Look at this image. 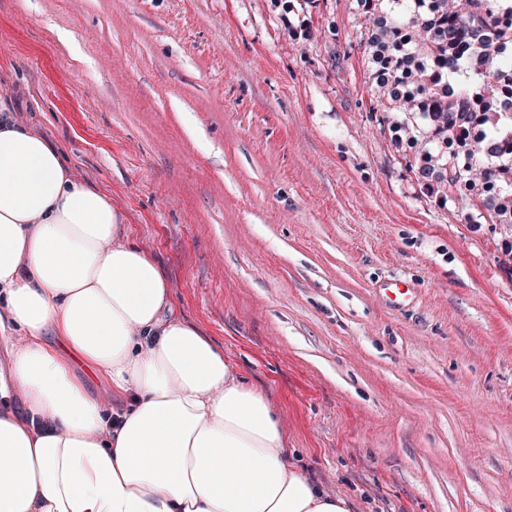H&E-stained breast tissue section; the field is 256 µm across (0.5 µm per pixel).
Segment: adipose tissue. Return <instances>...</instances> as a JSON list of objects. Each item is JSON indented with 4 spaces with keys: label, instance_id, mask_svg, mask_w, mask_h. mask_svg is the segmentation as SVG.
Instances as JSON below:
<instances>
[{
    "label": "adipose tissue",
    "instance_id": "obj_1",
    "mask_svg": "<svg viewBox=\"0 0 512 512\" xmlns=\"http://www.w3.org/2000/svg\"><path fill=\"white\" fill-rule=\"evenodd\" d=\"M0 336L23 405L0 410V512H350L289 461L263 394L174 315L109 196L3 101Z\"/></svg>",
    "mask_w": 512,
    "mask_h": 512
}]
</instances>
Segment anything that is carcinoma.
<instances>
[{"label": "carcinoma", "mask_w": 512, "mask_h": 512, "mask_svg": "<svg viewBox=\"0 0 512 512\" xmlns=\"http://www.w3.org/2000/svg\"><path fill=\"white\" fill-rule=\"evenodd\" d=\"M377 105L394 141L424 148L416 175L486 224H512V0H357ZM489 163L477 169L479 159Z\"/></svg>", "instance_id": "carcinoma-1"}]
</instances>
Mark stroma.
Segmentation results:
<instances>
[{
  "label": "stroma",
  "mask_w": 512,
  "mask_h": 512,
  "mask_svg": "<svg viewBox=\"0 0 512 512\" xmlns=\"http://www.w3.org/2000/svg\"><path fill=\"white\" fill-rule=\"evenodd\" d=\"M361 22L356 0H0V99L110 197L320 488L512 512V231L418 181ZM383 300L392 307H403L410 304L415 297L413 284L404 280H389L378 286Z\"/></svg>",
  "instance_id": "stroma-1"
}]
</instances>
